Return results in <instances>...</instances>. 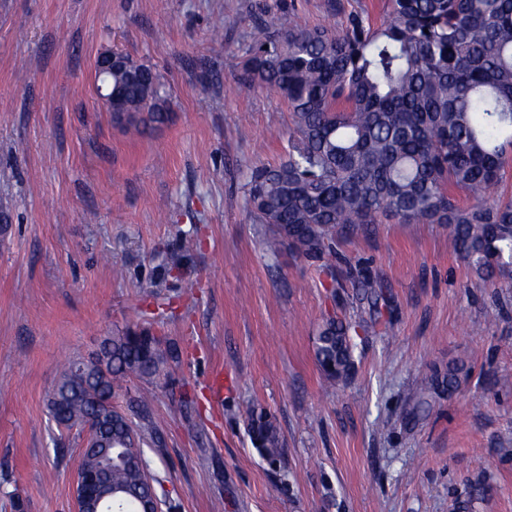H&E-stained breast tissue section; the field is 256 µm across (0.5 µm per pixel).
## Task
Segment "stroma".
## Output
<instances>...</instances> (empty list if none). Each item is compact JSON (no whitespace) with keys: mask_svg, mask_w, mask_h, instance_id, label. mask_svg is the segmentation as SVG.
Listing matches in <instances>:
<instances>
[{"mask_svg":"<svg viewBox=\"0 0 512 512\" xmlns=\"http://www.w3.org/2000/svg\"><path fill=\"white\" fill-rule=\"evenodd\" d=\"M355 11L382 20L383 0H0V512L14 494L74 512L82 440L48 399L66 359L128 327L180 351L152 388L161 442L141 447L176 512H458L480 475L473 512H512V287L478 282L441 224H371L309 259L270 253L245 207L251 168L287 158L292 130L282 100L237 84L252 20ZM113 49L162 76L167 124L113 122L95 86ZM332 313L371 325L336 383L313 346ZM460 359L468 377L410 418L419 381ZM251 407L275 419L277 466ZM247 431L253 446L270 465L276 466L283 456V442L277 425L266 413H257L255 408L248 411Z\"/></svg>","mask_w":512,"mask_h":512,"instance_id":"stroma-1","label":"stroma"}]
</instances>
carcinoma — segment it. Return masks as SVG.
Here are the masks:
<instances>
[{"instance_id": "cac0c4a2", "label": "carcinoma", "mask_w": 512, "mask_h": 512, "mask_svg": "<svg viewBox=\"0 0 512 512\" xmlns=\"http://www.w3.org/2000/svg\"><path fill=\"white\" fill-rule=\"evenodd\" d=\"M240 74L248 87L273 93L292 112L288 158L254 167L246 202L259 223L274 227L269 251L286 242L317 258L336 236L383 219L443 224L454 250L482 283H512V0H385L384 19L350 12L338 30L274 17L253 21ZM112 74L125 112L113 118L130 132L169 121L160 77ZM351 324L330 317L314 355L330 381L352 364ZM107 362L74 373L68 361L50 395L49 414L62 431L108 425L113 450H81L79 467L109 470L116 512H140L139 498L165 489L151 477L139 441L160 443L149 424L152 394L137 396L143 424L120 406L90 401L102 384L110 394L137 379L171 378L178 353L148 328L106 337ZM463 364L424 378L413 417L453 391ZM247 431L271 466L283 442L271 416L251 409Z\"/></svg>"}]
</instances>
